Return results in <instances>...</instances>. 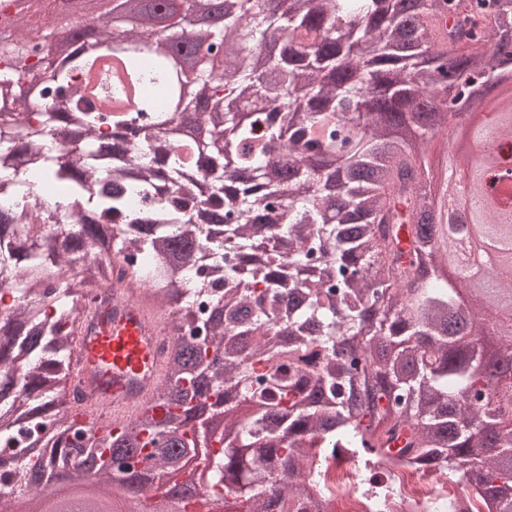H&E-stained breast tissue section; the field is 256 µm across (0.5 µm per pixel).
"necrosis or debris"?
<instances>
[{
	"label": "necrosis or debris",
	"instance_id": "4bbe7bcc",
	"mask_svg": "<svg viewBox=\"0 0 512 512\" xmlns=\"http://www.w3.org/2000/svg\"><path fill=\"white\" fill-rule=\"evenodd\" d=\"M331 512H486L466 479L432 465L412 466L394 460L376 463L378 474L389 475L393 494L378 498L359 487L360 474L353 456L337 453L317 458Z\"/></svg>",
	"mask_w": 512,
	"mask_h": 512
}]
</instances>
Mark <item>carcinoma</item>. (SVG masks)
<instances>
[{
    "label": "carcinoma",
    "instance_id": "cac0c4a2",
    "mask_svg": "<svg viewBox=\"0 0 512 512\" xmlns=\"http://www.w3.org/2000/svg\"><path fill=\"white\" fill-rule=\"evenodd\" d=\"M488 0H232L202 28L207 51L230 56L194 73L190 106L177 58L149 54L160 33L181 54L182 29L146 7L103 24L121 68L100 108L79 109L73 75L93 63L38 54L49 27L4 48L0 83L48 71L27 110L0 102V439L34 452L30 480L0 451V489L48 493L80 459L99 493H149L147 474L195 450L201 407L224 414V450L201 459L206 494L228 512H329L309 449L348 448L365 467L390 457L459 471L489 512H512V437L489 429L512 414V390L477 386L482 326L460 346L461 291L512 297V197L476 215V241L505 264L489 278L441 267L460 232L432 222L436 172L425 148L445 120L446 80L512 59V0L494 39ZM150 133L136 143L126 106ZM66 194L58 229L46 192ZM80 260L57 289L56 268ZM123 260L128 293L180 331L167 352L163 419L72 439L78 419L62 389L75 324L94 288ZM149 512H188L162 497Z\"/></svg>",
    "mask_w": 512,
    "mask_h": 512
}]
</instances>
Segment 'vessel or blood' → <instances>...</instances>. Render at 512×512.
Wrapping results in <instances>:
<instances>
[{"label": "vessel or blood", "mask_w": 512, "mask_h": 512, "mask_svg": "<svg viewBox=\"0 0 512 512\" xmlns=\"http://www.w3.org/2000/svg\"><path fill=\"white\" fill-rule=\"evenodd\" d=\"M77 332L86 427L118 430L143 411L161 415L156 395L167 381V348L155 311L116 292L81 317Z\"/></svg>", "instance_id": "obj_1"}]
</instances>
